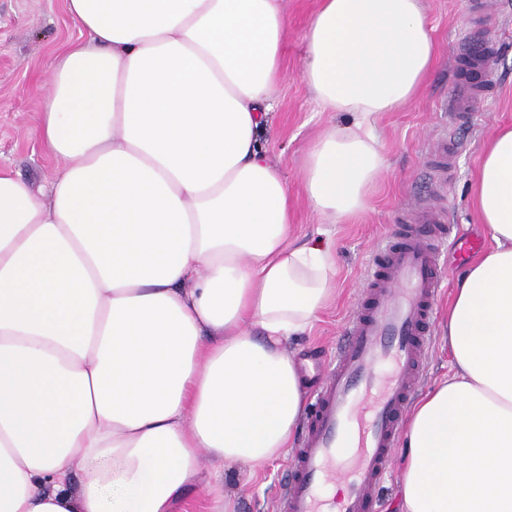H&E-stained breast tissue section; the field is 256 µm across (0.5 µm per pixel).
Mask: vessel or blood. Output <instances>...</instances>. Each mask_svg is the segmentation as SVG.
Listing matches in <instances>:
<instances>
[{
    "label": "vessel or blood",
    "mask_w": 512,
    "mask_h": 512,
    "mask_svg": "<svg viewBox=\"0 0 512 512\" xmlns=\"http://www.w3.org/2000/svg\"><path fill=\"white\" fill-rule=\"evenodd\" d=\"M463 43L468 75L443 104L459 126L474 119L483 88L472 76L493 51L474 31ZM456 155L453 143L441 142L432 159L440 178L450 175ZM401 222L374 251L301 446L290 459L276 512H375L403 417L425 371L443 257L452 245L474 247L440 208L423 206L403 214ZM331 484L341 487L333 500L325 495Z\"/></svg>",
    "instance_id": "obj_1"
}]
</instances>
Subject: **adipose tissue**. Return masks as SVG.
<instances>
[{
	"instance_id": "obj_1",
	"label": "adipose tissue",
	"mask_w": 512,
	"mask_h": 512,
	"mask_svg": "<svg viewBox=\"0 0 512 512\" xmlns=\"http://www.w3.org/2000/svg\"><path fill=\"white\" fill-rule=\"evenodd\" d=\"M87 41L54 61L47 192L0 174V512H178L200 452L293 447L306 389L284 344L333 299L331 244L291 240L260 140L284 0H67ZM304 83L350 117L311 148L312 210H364L373 123L435 44L420 0H321ZM474 204L492 247L448 307L454 371L412 408L398 512H512V127Z\"/></svg>"
}]
</instances>
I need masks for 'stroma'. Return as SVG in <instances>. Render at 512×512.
<instances>
[{
  "label": "stroma",
  "mask_w": 512,
  "mask_h": 512,
  "mask_svg": "<svg viewBox=\"0 0 512 512\" xmlns=\"http://www.w3.org/2000/svg\"><path fill=\"white\" fill-rule=\"evenodd\" d=\"M471 0H422L423 12L437 45L432 73L420 94L394 112H384L375 127L384 159L382 172L366 209L331 225L336 252V297L318 314L312 329L288 344L310 390L323 376L310 373L312 362L328 365L336 339L347 322L364 284L374 246L397 230L403 212L419 204L444 209L451 223L470 237L487 240L474 206L472 188L486 145L499 128L512 125V0H488L487 12L475 15ZM288 32L282 50L281 78L275 113L261 138L272 161L288 181L292 199V236L315 237L321 218L310 207L302 167L307 153L325 132L344 125L346 117L322 111L303 82L305 40L319 0H285ZM488 30L497 44L486 68L485 94L471 127H453L442 102L453 91V62L461 30ZM86 35L67 11L66 0H0V173L10 174L47 189L62 162L41 137L43 106L51 93L50 69L56 57ZM459 146L456 168L447 183H439L428 159L432 147L445 134ZM476 260L449 249L443 270L444 287L436 302L433 341L418 388L427 391L452 373V357L444 336L445 318L459 278ZM289 455L249 469L218 466L201 455L200 470L190 484L188 512H210L212 501L201 484L216 469L224 471V490L234 500L236 512H274Z\"/></svg>",
  "instance_id": "stroma-1"
}]
</instances>
